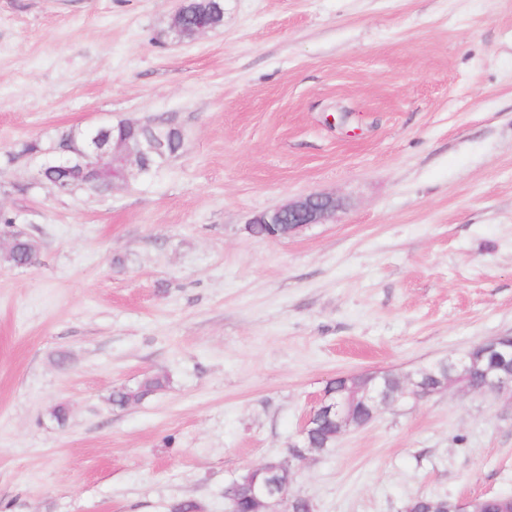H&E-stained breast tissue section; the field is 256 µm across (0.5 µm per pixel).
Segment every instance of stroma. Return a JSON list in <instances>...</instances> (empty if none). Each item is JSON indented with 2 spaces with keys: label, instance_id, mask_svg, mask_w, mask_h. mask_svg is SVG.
Listing matches in <instances>:
<instances>
[{
  "label": "stroma",
  "instance_id": "obj_1",
  "mask_svg": "<svg viewBox=\"0 0 512 512\" xmlns=\"http://www.w3.org/2000/svg\"><path fill=\"white\" fill-rule=\"evenodd\" d=\"M178 5L0 0V210L39 247L0 261V512H225L330 381L512 336V0H224L183 43ZM158 116L182 150L105 197L19 152ZM293 470L314 512L512 496V399H405ZM336 208V200L330 195L309 194L299 200L288 202L285 205L267 211L263 221L259 223V217L256 216L250 222L252 224L251 233L261 239H271L268 234L272 229L278 227L275 224H288L286 233L299 231L309 224H317ZM268 217L273 222H269ZM272 224V225H270ZM288 234H281L277 239L287 238ZM167 384V377L155 375L141 381L136 387H121L112 392V406L125 408L140 402L146 396L163 389Z\"/></svg>",
  "mask_w": 512,
  "mask_h": 512
}]
</instances>
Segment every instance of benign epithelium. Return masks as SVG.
Wrapping results in <instances>:
<instances>
[{"instance_id":"benign-epithelium-1","label":"benign epithelium","mask_w":512,"mask_h":512,"mask_svg":"<svg viewBox=\"0 0 512 512\" xmlns=\"http://www.w3.org/2000/svg\"><path fill=\"white\" fill-rule=\"evenodd\" d=\"M98 135L88 138L81 129L73 132L67 144L50 143L41 154L50 157V162H61L70 170L99 174L112 179V188H117L137 177L143 171L142 162L151 153L160 152V144L150 140L145 144L130 145L122 138H106L111 127L108 124L97 126ZM336 208V200L330 195L309 194L299 200L289 202L265 212L268 219L264 223L287 225L286 233L299 231L310 224H317ZM482 347L495 350L503 358L512 355V341L496 337L482 343ZM485 392L495 396L512 395V370L496 371L486 375ZM360 399L379 411L386 404L384 390L377 384L367 385L357 390ZM352 398H333L325 393L317 405L305 418L302 428H307L313 416L324 412L336 417V422L344 427L351 423ZM258 512H288V494L285 487L265 485L253 494Z\"/></svg>"}]
</instances>
